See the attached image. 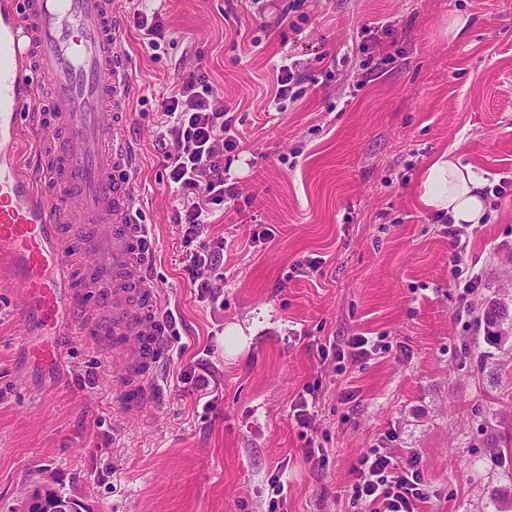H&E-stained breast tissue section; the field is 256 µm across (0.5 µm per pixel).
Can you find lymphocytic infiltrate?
I'll list each match as a JSON object with an SVG mask.
<instances>
[{
	"mask_svg": "<svg viewBox=\"0 0 512 512\" xmlns=\"http://www.w3.org/2000/svg\"><path fill=\"white\" fill-rule=\"evenodd\" d=\"M213 95L203 66L195 65L171 87L157 116L161 165L177 195L173 219L190 247L182 274L201 291L212 288L224 258L223 240L207 235L212 208L238 195L224 176L223 157L238 150L240 136L232 109L214 107ZM352 475L350 498L367 512H418L428 497L416 460L399 466L379 448L364 454Z\"/></svg>",
	"mask_w": 512,
	"mask_h": 512,
	"instance_id": "f902f5d3",
	"label": "lymphocytic infiltrate"
}]
</instances>
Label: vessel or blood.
Returning a JSON list of instances; mask_svg holds the SVG:
<instances>
[{
    "label": "vessel or blood",
    "instance_id": "1",
    "mask_svg": "<svg viewBox=\"0 0 512 512\" xmlns=\"http://www.w3.org/2000/svg\"><path fill=\"white\" fill-rule=\"evenodd\" d=\"M121 0H0V254L39 317L62 305L67 336L94 331L78 315L84 276L112 310L100 349L138 393L154 399L168 345L160 291L148 276V225L138 218L136 160L125 131L131 72ZM51 87L48 125L29 170L16 159L23 116L37 100L35 76ZM87 273L69 264L74 247Z\"/></svg>",
    "mask_w": 512,
    "mask_h": 512
}]
</instances>
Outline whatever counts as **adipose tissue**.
Masks as SVG:
<instances>
[{
    "label": "adipose tissue",
    "instance_id": "obj_1",
    "mask_svg": "<svg viewBox=\"0 0 512 512\" xmlns=\"http://www.w3.org/2000/svg\"><path fill=\"white\" fill-rule=\"evenodd\" d=\"M483 180L471 165L445 151L424 167L416 189L421 209L447 215L455 225L475 226L486 216Z\"/></svg>",
    "mask_w": 512,
    "mask_h": 512
}]
</instances>
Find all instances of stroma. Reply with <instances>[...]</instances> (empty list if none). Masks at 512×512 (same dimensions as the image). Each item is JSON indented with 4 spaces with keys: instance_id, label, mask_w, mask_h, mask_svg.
<instances>
[{
    "instance_id": "35a3bbf8",
    "label": "stroma",
    "mask_w": 512,
    "mask_h": 512,
    "mask_svg": "<svg viewBox=\"0 0 512 512\" xmlns=\"http://www.w3.org/2000/svg\"><path fill=\"white\" fill-rule=\"evenodd\" d=\"M146 5L165 25L160 49L129 21L123 48L149 275L175 317L161 396L128 417L111 357L77 336L55 372L38 369L50 338L0 258V512H26L41 484L80 512H268L278 474L283 512H357L347 487L373 448L417 457L430 488L420 512H491L512 491V339L487 346L483 309L512 297V190L455 237L414 190L447 150L488 185L512 178V0H306L279 28L273 0L229 14L225 0ZM380 21L397 53L379 67L364 30ZM284 58L300 61L304 92L272 112ZM198 62L242 138L229 160L239 195L208 226L224 241L213 301L182 275L157 150L160 97ZM231 324L247 337L234 356ZM359 333L376 354L321 356ZM186 371L206 379V398ZM306 390L304 429L291 408Z\"/></svg>"
}]
</instances>
